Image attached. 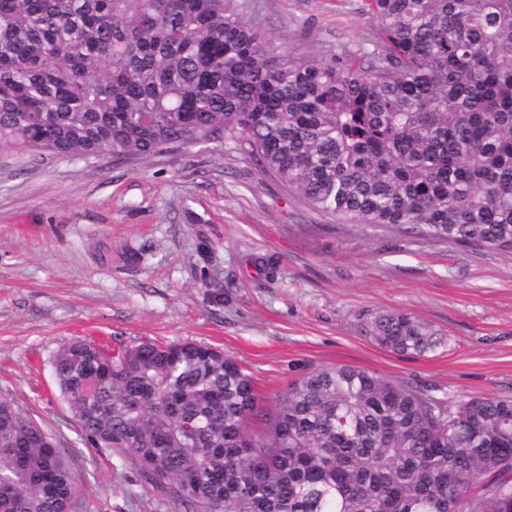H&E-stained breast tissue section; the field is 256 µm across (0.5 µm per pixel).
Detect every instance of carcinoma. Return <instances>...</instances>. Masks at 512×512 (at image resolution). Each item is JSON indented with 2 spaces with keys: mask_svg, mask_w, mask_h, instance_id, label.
Instances as JSON below:
<instances>
[{
  "mask_svg": "<svg viewBox=\"0 0 512 512\" xmlns=\"http://www.w3.org/2000/svg\"><path fill=\"white\" fill-rule=\"evenodd\" d=\"M366 6L365 47L326 61L277 49L235 0H0V140L95 158L232 141L321 212L512 255V0ZM361 332L438 343L406 312ZM51 366L86 442L131 453L180 512H512L511 396L334 365L270 408L193 342L74 338ZM76 488L0 400V512H70Z\"/></svg>",
  "mask_w": 512,
  "mask_h": 512,
  "instance_id": "obj_1",
  "label": "carcinoma"
}]
</instances>
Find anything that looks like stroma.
<instances>
[{
  "mask_svg": "<svg viewBox=\"0 0 512 512\" xmlns=\"http://www.w3.org/2000/svg\"><path fill=\"white\" fill-rule=\"evenodd\" d=\"M294 56L356 52L365 0H237ZM387 311L429 323L421 356L369 342ZM80 337L223 349L267 397L347 364L460 401L512 395V256L317 212L233 142L147 157L63 156L0 141V400L51 434L74 512H178L136 458L81 437L51 367Z\"/></svg>",
  "mask_w": 512,
  "mask_h": 512,
  "instance_id": "stroma-1",
  "label": "stroma"
}]
</instances>
